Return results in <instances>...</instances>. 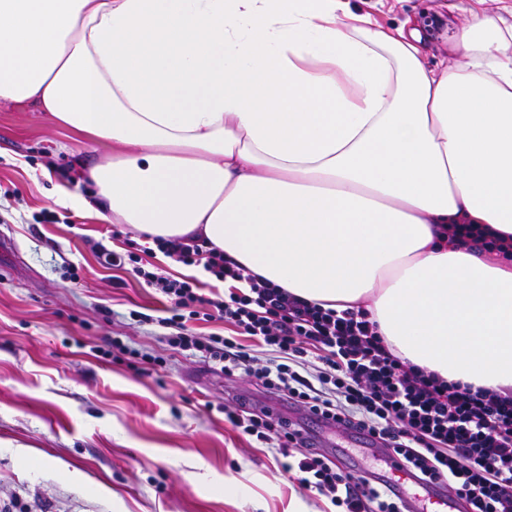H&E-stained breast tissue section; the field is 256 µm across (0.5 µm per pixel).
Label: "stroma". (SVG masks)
<instances>
[{
	"label": "stroma",
	"mask_w": 512,
	"mask_h": 512,
	"mask_svg": "<svg viewBox=\"0 0 512 512\" xmlns=\"http://www.w3.org/2000/svg\"><path fill=\"white\" fill-rule=\"evenodd\" d=\"M385 28H447L422 41L428 68L459 58L455 39L468 0H350ZM111 146L83 140L27 103H0V508L26 512H326L325 498L282 474L274 449L239 434L223 405L267 399L249 379L225 381L193 351L168 345L157 325L165 300L133 274L103 268L91 244L108 226L55 203L72 161L93 164ZM52 212L57 223L39 224ZM82 266L73 283L62 265ZM118 336L163 365L134 372L85 347Z\"/></svg>",
	"instance_id": "35a3bbf8"
}]
</instances>
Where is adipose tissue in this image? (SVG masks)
Listing matches in <instances>:
<instances>
[{"mask_svg":"<svg viewBox=\"0 0 512 512\" xmlns=\"http://www.w3.org/2000/svg\"><path fill=\"white\" fill-rule=\"evenodd\" d=\"M475 0L458 61L347 0H0V101L112 144L58 202L201 234L328 308L367 305L400 357L512 390V4ZM442 233L448 237L449 242L470 250L496 252L503 257H508L512 252V241L500 236L487 225L474 227L473 224H448Z\"/></svg>","mask_w":512,"mask_h":512,"instance_id":"1","label":"adipose tissue"}]
</instances>
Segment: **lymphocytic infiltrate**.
<instances>
[{
	"label": "lymphocytic infiltrate",
	"instance_id": "f902f5d3",
	"mask_svg": "<svg viewBox=\"0 0 512 512\" xmlns=\"http://www.w3.org/2000/svg\"><path fill=\"white\" fill-rule=\"evenodd\" d=\"M449 242L512 254V239L489 226L450 224ZM107 265L131 272L167 306L156 317L130 310L138 323L166 329L169 345L219 366L225 380L247 375L267 395L305 416L365 433L373 454L399 458L398 471L357 476L319 448L298 422L267 407L237 402L224 419L242 435L276 449L279 465L299 486L340 512H415L399 486L428 491L443 483L463 512H512V393L449 381L396 355L362 306L323 308L297 297L209 246L202 236L135 240L117 252L101 241ZM162 254L203 277H177L151 263ZM221 321L227 335H201L196 322Z\"/></svg>",
	"mask_w": 512,
	"mask_h": 512
}]
</instances>
